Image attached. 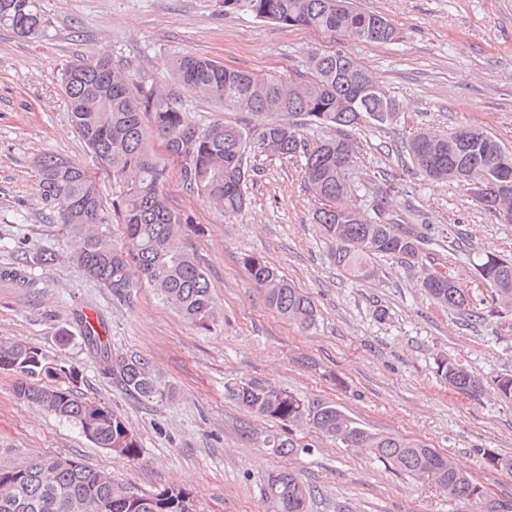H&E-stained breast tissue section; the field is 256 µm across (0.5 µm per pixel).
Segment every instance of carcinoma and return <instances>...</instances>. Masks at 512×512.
I'll use <instances>...</instances> for the list:
<instances>
[{"label":"carcinoma","mask_w":512,"mask_h":512,"mask_svg":"<svg viewBox=\"0 0 512 512\" xmlns=\"http://www.w3.org/2000/svg\"><path fill=\"white\" fill-rule=\"evenodd\" d=\"M223 4L226 14L243 12L287 28L340 32L352 41L385 43L397 37L391 21L358 9L353 0H223ZM0 27L38 39L46 36L51 21L41 0H0ZM82 61L93 67L76 73V62L66 63L59 75L60 87L73 130L119 187L112 209L124 226L123 239L112 241L111 216L93 180L78 165L70 162L62 167V157H40L38 196L44 209L72 229L70 259L113 296L124 298L136 287L130 277L134 267L141 281L193 325L207 329L213 319L208 277L180 246L178 234L188 220L169 206L162 193L167 169L148 149L152 138L179 161L185 189L229 216L241 213L248 204L250 159L259 155L300 157L304 182L320 202L313 220L330 243L331 259L338 269L369 278L375 274L378 257L410 267L420 262L424 236L380 219L388 204L386 193L377 196L370 215L357 205L359 186L352 179L356 150L347 131L366 122L393 124L398 104L350 54L312 50L308 72L286 82L272 75L230 69L196 54L167 59L165 66L172 79L207 96L218 111L281 116L257 128L220 119L201 127L188 118L175 95L131 82L125 72L112 66L108 53L100 51ZM306 125L326 135L309 140L301 133ZM408 152L422 173L471 187L484 207L512 223V152L493 135L469 126L420 132L409 141ZM242 264L271 308L304 330L315 326L316 307L301 289L262 258L246 255ZM476 271L495 298L512 307V259L487 252ZM421 286L438 303L482 318L471 309L469 294L448 274L430 273ZM83 342L101 359L106 374L130 395L147 401L170 397V389L147 358L134 353L112 355L109 342L88 321ZM0 371L23 377L15 388L18 399L74 423L99 448L132 460L139 456L137 435L121 414L74 390L49 389L43 384L61 378L76 385L81 379L77 367L52 360L41 348L18 341L0 344ZM436 372L462 394H473L482 387L464 366L447 358L437 361ZM491 385L499 397L512 401V374L491 378ZM229 391L259 417L288 428L309 427L404 475L430 478L450 497L485 498L481 485L421 440L372 432L334 405L310 408L296 394L262 379L241 380ZM265 446L288 455L301 448L291 434H271ZM481 457L512 478V459L485 451ZM310 493L309 485L292 472L268 475L264 488L279 512H305ZM188 504L194 505V499L183 488L140 493L72 459H42L0 470V512H188Z\"/></svg>","instance_id":"carcinoma-1"}]
</instances>
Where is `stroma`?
I'll use <instances>...</instances> for the list:
<instances>
[{"label": "stroma", "instance_id": "stroma-1", "mask_svg": "<svg viewBox=\"0 0 512 512\" xmlns=\"http://www.w3.org/2000/svg\"><path fill=\"white\" fill-rule=\"evenodd\" d=\"M42 4L52 21L46 38L0 28V342L23 341L77 367L80 392L121 413L141 452L130 460L94 446L75 424L17 399V375L0 372V469L70 458L140 491L183 487L201 512H274L264 481L290 470L313 489L306 512H475L474 502L449 497L432 480L397 473L308 428L293 430L306 451L273 454L264 439L281 425L227 392L239 379L259 378L310 407L333 404L373 431L421 440L490 498L512 500V483L479 455L484 449L512 459V401L487 386L492 376L512 374V308L468 321L421 286L426 271H443L468 289L474 306H489L491 290L474 266L488 251L512 258V224L467 187L421 173L406 148L421 131L469 125L512 150V0H355L395 25L398 37L387 43L228 14L220 0ZM312 49L351 54L398 103L396 123L351 129L359 147L355 177L364 202L389 190V214L431 225L423 264L381 257L372 278L349 277L313 220L318 203L301 159L261 156L247 184L250 203L231 217L187 192L178 164L168 165L163 191L190 220L181 244L211 283L210 330L192 326L147 284L119 299L89 280L69 258V232L37 198L36 161L44 155L84 168L104 206L117 195L71 126L62 66L105 50L134 82L175 88L199 125L220 118L252 127L264 115L217 112L199 93L174 86L166 60L193 53L285 78L306 71ZM450 225L462 229L469 248L448 245L442 231ZM42 249L56 254L54 264L22 267ZM246 255L268 261L306 292L318 311L316 328L300 329L268 305L241 264ZM87 321L113 352L147 357L173 396L138 400L113 383L83 344ZM441 358L484 381L483 392L471 397L448 387L436 372Z\"/></svg>", "mask_w": 512, "mask_h": 512}]
</instances>
